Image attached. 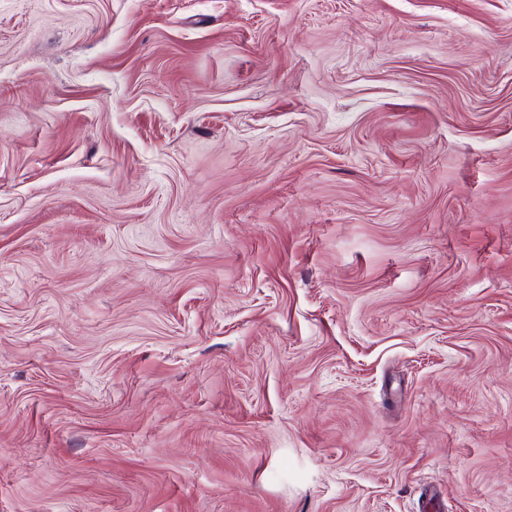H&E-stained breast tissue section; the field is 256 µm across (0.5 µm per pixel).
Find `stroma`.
Instances as JSON below:
<instances>
[{
	"instance_id": "1",
	"label": "stroma",
	"mask_w": 512,
	"mask_h": 512,
	"mask_svg": "<svg viewBox=\"0 0 512 512\" xmlns=\"http://www.w3.org/2000/svg\"><path fill=\"white\" fill-rule=\"evenodd\" d=\"M512 512V0H0V512Z\"/></svg>"
}]
</instances>
